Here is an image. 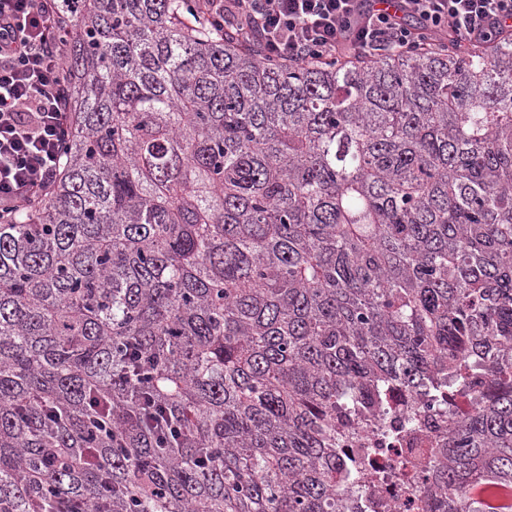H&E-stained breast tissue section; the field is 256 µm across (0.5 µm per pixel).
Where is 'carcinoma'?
<instances>
[{
    "mask_svg": "<svg viewBox=\"0 0 512 512\" xmlns=\"http://www.w3.org/2000/svg\"><path fill=\"white\" fill-rule=\"evenodd\" d=\"M73 131L0 224V512H344L349 407L488 380L426 512L512 486V35L285 64L72 0Z\"/></svg>",
    "mask_w": 512,
    "mask_h": 512,
    "instance_id": "cac0c4a2",
    "label": "carcinoma"
}]
</instances>
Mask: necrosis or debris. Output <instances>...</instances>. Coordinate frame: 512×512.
Here are the masks:
<instances>
[{"label": "necrosis or debris", "mask_w": 512, "mask_h": 512, "mask_svg": "<svg viewBox=\"0 0 512 512\" xmlns=\"http://www.w3.org/2000/svg\"><path fill=\"white\" fill-rule=\"evenodd\" d=\"M472 408L468 397L456 399L452 415L442 416L424 389L404 394L390 409L361 418L353 435L336 450L337 457L359 460V477L346 491L356 512H425L418 494L402 483L415 443L446 445L457 421Z\"/></svg>", "instance_id": "4bbe7bcc"}]
</instances>
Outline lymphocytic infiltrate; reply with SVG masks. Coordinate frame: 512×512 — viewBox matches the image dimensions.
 <instances>
[{
  "label": "lymphocytic infiltrate",
  "mask_w": 512,
  "mask_h": 512,
  "mask_svg": "<svg viewBox=\"0 0 512 512\" xmlns=\"http://www.w3.org/2000/svg\"><path fill=\"white\" fill-rule=\"evenodd\" d=\"M62 0H0V223L47 199L71 134V42ZM188 0L191 19L257 40L284 63L408 55L435 42L512 34V0Z\"/></svg>",
  "instance_id": "f902f5d3"
}]
</instances>
